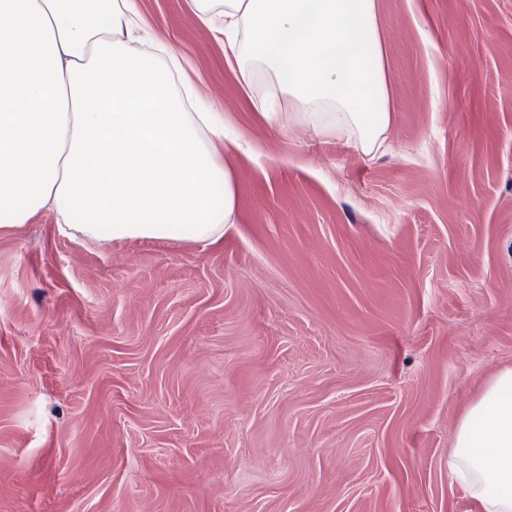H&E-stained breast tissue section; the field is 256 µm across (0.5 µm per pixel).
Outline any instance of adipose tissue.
Here are the masks:
<instances>
[{"label":"adipose tissue","instance_id":"adipose-tissue-1","mask_svg":"<svg viewBox=\"0 0 512 512\" xmlns=\"http://www.w3.org/2000/svg\"><path fill=\"white\" fill-rule=\"evenodd\" d=\"M269 125L371 154L391 123L377 0H193ZM137 0H0V219L55 213L71 238L214 244L236 221L224 118L185 111L127 43ZM285 95L294 112H279ZM448 473L474 512H512V367L462 415Z\"/></svg>","mask_w":512,"mask_h":512}]
</instances>
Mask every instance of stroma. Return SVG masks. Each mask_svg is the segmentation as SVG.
<instances>
[{"label": "stroma", "mask_w": 512, "mask_h": 512, "mask_svg": "<svg viewBox=\"0 0 512 512\" xmlns=\"http://www.w3.org/2000/svg\"><path fill=\"white\" fill-rule=\"evenodd\" d=\"M139 6L238 140V221L0 234V512H470L448 451L512 367V0H377L373 155L264 123L191 0Z\"/></svg>", "instance_id": "35a3bbf8"}]
</instances>
